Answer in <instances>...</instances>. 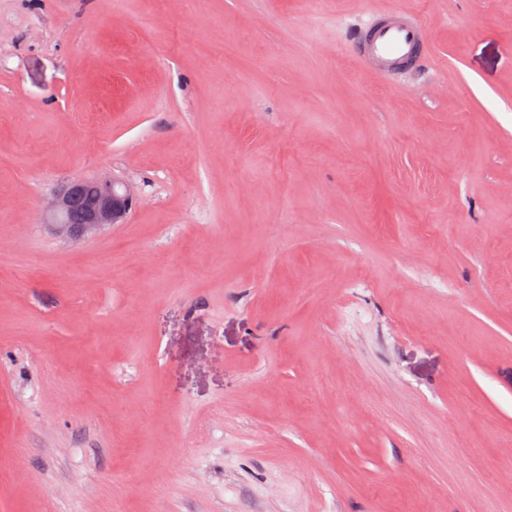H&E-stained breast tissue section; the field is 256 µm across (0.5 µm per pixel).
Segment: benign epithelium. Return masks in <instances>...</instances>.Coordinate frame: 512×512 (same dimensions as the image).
I'll list each match as a JSON object with an SVG mask.
<instances>
[{
	"label": "benign epithelium",
	"mask_w": 512,
	"mask_h": 512,
	"mask_svg": "<svg viewBox=\"0 0 512 512\" xmlns=\"http://www.w3.org/2000/svg\"><path fill=\"white\" fill-rule=\"evenodd\" d=\"M98 193L80 203L83 178L64 180L45 204L44 223L53 224L69 242L87 239L97 230L126 223L134 204L132 188L111 176L97 177Z\"/></svg>",
	"instance_id": "1"
}]
</instances>
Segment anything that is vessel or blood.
I'll list each match as a JSON object with an SVG mask.
<instances>
[{
	"label": "vessel or blood",
	"mask_w": 512,
	"mask_h": 512,
	"mask_svg": "<svg viewBox=\"0 0 512 512\" xmlns=\"http://www.w3.org/2000/svg\"><path fill=\"white\" fill-rule=\"evenodd\" d=\"M421 39L419 20L400 11L395 19L374 25L368 34L357 35L350 51L357 60L374 59L380 76L385 78L418 56Z\"/></svg>",
	"instance_id": "obj_1"
}]
</instances>
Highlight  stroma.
<instances>
[{
	"label": "stroma",
	"instance_id": "obj_1",
	"mask_svg": "<svg viewBox=\"0 0 512 512\" xmlns=\"http://www.w3.org/2000/svg\"><path fill=\"white\" fill-rule=\"evenodd\" d=\"M420 19L387 81L371 11ZM133 184L73 246L71 176ZM512 512V0H0V512ZM96 179L97 194V183L93 178L85 179L84 183L79 176L64 180L46 201L43 224H55L63 238L77 243L101 228L126 223L134 204L132 188L111 176H99ZM82 190L88 201L73 218Z\"/></svg>",
	"mask_w": 512,
	"mask_h": 512
}]
</instances>
